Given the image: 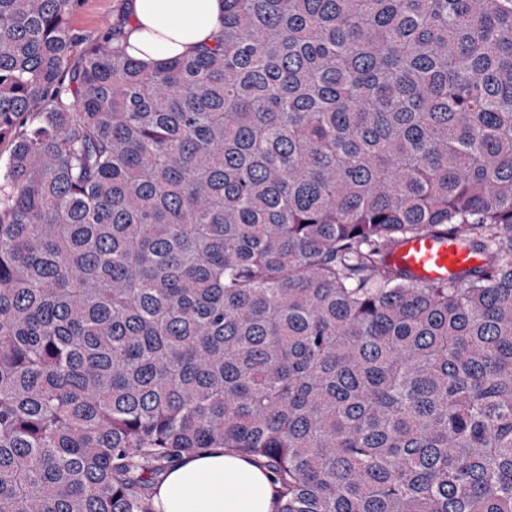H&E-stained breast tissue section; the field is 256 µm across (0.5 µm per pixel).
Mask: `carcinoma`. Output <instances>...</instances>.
<instances>
[{
	"instance_id": "1",
	"label": "carcinoma",
	"mask_w": 512,
	"mask_h": 512,
	"mask_svg": "<svg viewBox=\"0 0 512 512\" xmlns=\"http://www.w3.org/2000/svg\"><path fill=\"white\" fill-rule=\"evenodd\" d=\"M0 0V512H512V0H224L148 70ZM446 232L483 263L389 261ZM267 469L224 448L183 455L157 488L161 512H274Z\"/></svg>"
}]
</instances>
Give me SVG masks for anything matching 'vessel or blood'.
Listing matches in <instances>:
<instances>
[{
    "instance_id": "vessel-or-blood-1",
    "label": "vessel or blood",
    "mask_w": 512,
    "mask_h": 512,
    "mask_svg": "<svg viewBox=\"0 0 512 512\" xmlns=\"http://www.w3.org/2000/svg\"><path fill=\"white\" fill-rule=\"evenodd\" d=\"M392 260L422 282L444 279L477 265L476 257L452 235L412 238L394 252Z\"/></svg>"
}]
</instances>
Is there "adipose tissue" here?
<instances>
[{
  "label": "adipose tissue",
  "instance_id": "ef3b65f1",
  "mask_svg": "<svg viewBox=\"0 0 512 512\" xmlns=\"http://www.w3.org/2000/svg\"><path fill=\"white\" fill-rule=\"evenodd\" d=\"M122 43L146 68L192 54L221 29L224 0H129ZM160 512H275L267 469L248 456L211 448L182 456L157 488Z\"/></svg>",
  "mask_w": 512,
  "mask_h": 512
}]
</instances>
